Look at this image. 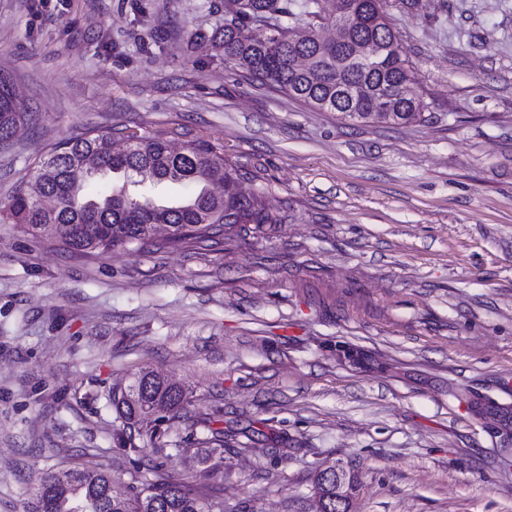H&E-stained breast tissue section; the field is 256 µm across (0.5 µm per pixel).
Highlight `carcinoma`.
<instances>
[{
    "label": "carcinoma",
    "instance_id": "obj_1",
    "mask_svg": "<svg viewBox=\"0 0 512 512\" xmlns=\"http://www.w3.org/2000/svg\"><path fill=\"white\" fill-rule=\"evenodd\" d=\"M317 0H224L221 46L224 62L262 84L276 87L317 110L343 119L386 125L423 120L425 107L415 108L407 97L413 85L412 67L403 55L384 0H344L347 12L339 19L341 40L327 41L312 30L293 35L294 25L315 15ZM378 42L381 53L368 65L352 58L354 46ZM360 86L364 93L352 94ZM27 117L0 74V143L10 140ZM115 177L100 195L86 191L87 183L105 175ZM240 174L224 161L221 147L206 140L170 150L161 135L132 136L122 153H114L111 136L87 130L57 143L34 167L31 180L16 187L0 209V222L15 224L33 237L54 242L69 252L107 253L116 248L166 247L192 241L218 240L238 224L263 227L280 223L259 192L245 195ZM193 184L197 190L176 201H164L156 189ZM167 224L166 239L153 238L152 225ZM139 370L116 403L119 418L129 420L131 401L145 399L157 417L136 421L138 434L154 436L157 422L181 418L184 391L159 375L148 391ZM140 488L129 495L113 490L112 471L78 467L47 470L39 481L32 512H226L224 501L201 493L176 479L136 478ZM325 500L324 512H350L357 492L355 475L321 470L313 482Z\"/></svg>",
    "mask_w": 512,
    "mask_h": 512
}]
</instances>
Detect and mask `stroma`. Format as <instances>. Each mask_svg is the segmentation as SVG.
I'll return each mask as SVG.
<instances>
[{
	"mask_svg": "<svg viewBox=\"0 0 512 512\" xmlns=\"http://www.w3.org/2000/svg\"><path fill=\"white\" fill-rule=\"evenodd\" d=\"M428 107L343 121L224 62V0H0V72L30 119L0 202L88 129L222 146L281 222L216 244L84 255L0 224V512L43 471L156 472L228 512H512V459L448 395L512 400V0L393 4ZM353 345L363 363L338 360ZM148 367L187 395L126 455L114 393ZM224 433L213 452V431ZM329 468L332 472L321 470L316 475L313 482V489L317 496L325 500V508L320 505L319 512H350L352 499L357 492V483L355 475L350 470L344 469L339 478H336L334 468Z\"/></svg>",
	"mask_w": 512,
	"mask_h": 512,
	"instance_id": "stroma-1",
	"label": "stroma"
}]
</instances>
